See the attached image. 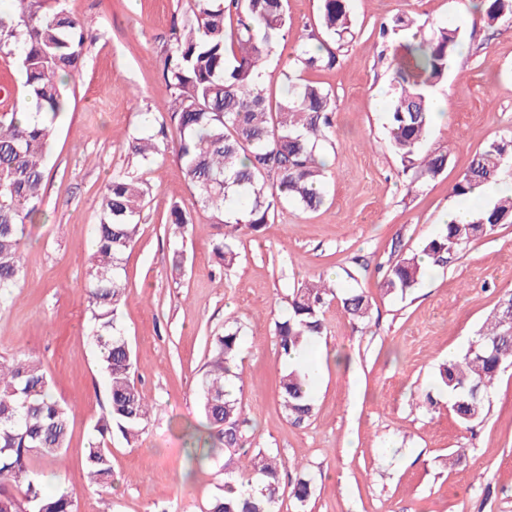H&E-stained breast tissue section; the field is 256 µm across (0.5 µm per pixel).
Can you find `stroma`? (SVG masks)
I'll list each match as a JSON object with an SVG mask.
<instances>
[{"label":"stroma","mask_w":512,"mask_h":512,"mask_svg":"<svg viewBox=\"0 0 512 512\" xmlns=\"http://www.w3.org/2000/svg\"><path fill=\"white\" fill-rule=\"evenodd\" d=\"M476 0H349L353 38L335 67L304 72L335 96L333 145L326 148L325 201L311 211L285 206L274 222L243 237L239 258L219 270L213 244L224 234L216 215L195 207L173 152L148 164L129 160L127 140L147 127V113L167 111L161 58L186 0H64L86 20L90 38L68 104L55 119L46 159L42 212L23 247L11 303L0 308V356L43 363L55 395L72 406L61 462L77 512H204L224 483L229 453L192 469L187 424L200 420L196 385L208 341L228 322L241 327L234 384L248 420L246 450L300 463L315 479L307 512H512V367L498 375L484 417L460 425L437 378L512 291V223L431 267L406 296H384L379 283L392 258L421 250L444 227L451 189L485 145L512 131V19L488 24ZM319 0H288L297 25L269 56L265 85L283 96L298 45L299 22L320 27ZM467 15L464 44L446 81L430 91L444 122L432 124L423 150L448 156L431 180L403 173L386 135L393 44L379 28L405 15L423 28ZM148 189L140 236L125 255L121 320L137 359L136 384L152 403L135 446L106 437L114 483L81 486L85 450L108 396L87 334L85 284L90 227L113 171ZM196 226L184 241L182 272L172 269V205ZM372 300L366 329L339 302L326 310L327 334L308 351L314 368L310 420L288 419L279 393L285 367L274 323L288 314L294 289L318 277Z\"/></svg>","instance_id":"stroma-1"}]
</instances>
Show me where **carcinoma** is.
I'll list each match as a JSON object with an SVG mask.
<instances>
[{
	"label": "carcinoma",
	"mask_w": 512,
	"mask_h": 512,
	"mask_svg": "<svg viewBox=\"0 0 512 512\" xmlns=\"http://www.w3.org/2000/svg\"><path fill=\"white\" fill-rule=\"evenodd\" d=\"M321 32L307 33L294 66L303 71L330 69L337 52L352 36L346 0H320ZM489 23L512 17V0H481ZM191 17L171 26L164 51L163 78L171 104L158 133L175 130L169 144L154 135H137L128 142V155L152 162L168 149L194 190L195 204L222 217L224 237L213 254L231 269L243 235L258 233L290 203L315 210L324 202L322 183L327 164L318 153L329 142L335 102L316 82H297L285 74L288 94L272 98L262 69L293 20L286 0H190ZM414 21L397 16L381 27L382 36L395 37L394 93L387 112L389 143L403 170H417L431 179L445 166L447 155L423 154L432 124L429 89L448 76L459 53L457 27H433L427 34L413 31ZM84 22L67 11L62 0H15L0 11V56L13 57L23 74L27 98L36 103V119L23 123L17 113L0 115V306L12 300L23 268L21 243L28 225L41 213L45 159L54 135V119L64 110L63 85L75 77L86 52ZM512 157V136L488 143L471 161L452 194L466 197L479 184L496 180ZM145 183L116 171L101 194L99 222L92 225L93 250L87 272L88 329L107 381L108 411L97 422L102 437L118 431L127 445L137 443L149 421L151 405L135 382L132 351L120 320L126 295L125 254L136 243ZM168 224L175 239L194 231L190 214L175 204ZM512 223V196L479 209L466 224L449 223L423 243L422 255H399L389 263L380 292L407 294L425 273L426 264L440 265L473 241ZM339 299L354 325L370 322L372 302L362 290L337 294V286L320 277L293 292L288 316L275 322L274 335L282 358L321 336L325 309ZM512 306V293L498 303L492 321L475 339L484 352L466 350L439 367L438 380L452 395L451 409L462 423L479 419L497 378L512 362V334L502 314ZM241 328L231 325L209 341V358L198 386L202 422L188 427L193 439L191 461L200 464L221 450L240 449L247 423L241 399L226 390L240 352ZM309 371L286 368L280 377L282 408L288 419L303 423L313 413L304 389ZM72 408L52 394L47 372L33 355L0 357V512H76L74 488L66 487L67 473L55 474L64 489L49 494L34 471L35 459L60 460L67 446ZM285 463L263 451L231 472L224 492L212 497L207 512H280L282 470ZM112 451L101 440L89 443L84 478L89 485H112ZM26 484L22 497L7 488ZM314 478L301 471L291 481V497L298 512L310 499Z\"/></svg>",
	"instance_id": "1"
}]
</instances>
